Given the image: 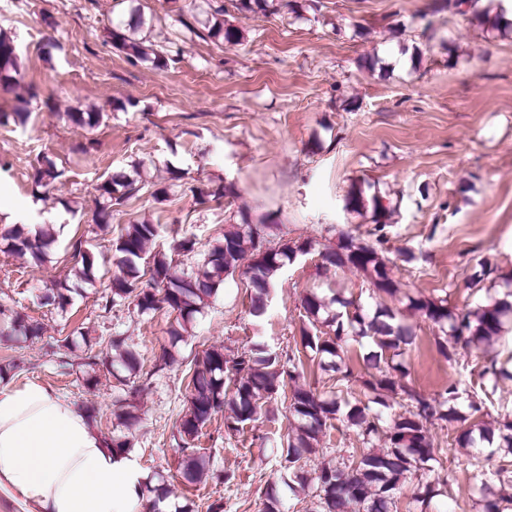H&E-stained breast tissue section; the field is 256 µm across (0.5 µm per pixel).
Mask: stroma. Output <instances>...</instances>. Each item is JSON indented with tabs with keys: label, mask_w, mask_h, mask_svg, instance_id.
<instances>
[{
	"label": "stroma",
	"mask_w": 512,
	"mask_h": 512,
	"mask_svg": "<svg viewBox=\"0 0 512 512\" xmlns=\"http://www.w3.org/2000/svg\"><path fill=\"white\" fill-rule=\"evenodd\" d=\"M437 0H294L270 14L245 12L231 0H0V28L14 37L24 59L20 85H0V211L25 210V223L54 235L48 259L34 264L0 246V308L43 328L33 341L0 340V363L20 362L18 385L37 379L93 415L104 439L129 435L137 467L170 502L207 512H258L262 490L277 479L276 444L287 418L270 426L264 445L254 432L224 434L216 416L199 445L209 458L204 481L191 485L172 448L187 410L184 375L195 354L255 341L279 350L299 336L310 292L374 306L364 275H328L320 253L342 229L362 234L368 216L346 210L351 182L379 193L393 211L385 228L386 255L396 280L416 297H447L475 309L512 286V34L477 25L472 12L436 10ZM242 33L230 44L203 37L216 9ZM152 44L166 60L129 61L112 45L113 23ZM436 35L426 38V24ZM54 48L45 49L46 40ZM38 96H27L28 88ZM28 99L26 124L13 121ZM103 110L95 128L72 122L73 112ZM52 158L64 175L47 193L36 190L37 156ZM122 171L140 192L114 207L109 226L97 228V187ZM230 186L232 196L199 203L192 189ZM266 221L274 237L309 240V254L275 279L262 317L249 312L243 275L226 277L205 301L184 341L171 344V315L121 305L104 313L100 296L110 274L85 284L70 277L71 237L84 236L97 258H109L122 226L157 225V246L196 237L198 254L231 224ZM413 250L414 263L403 251ZM489 275L471 277L481 264ZM64 281L71 303L58 309L47 285ZM404 323L416 333L402 364L403 384L435 396L458 365L496 359L512 371V316L493 342L461 350L450 364L433 343L431 324L417 312ZM83 329L91 341L125 337L145 367L173 345V366L145 384L132 428L115 426L119 384L107 370L93 383L61 374L52 339ZM454 470L434 512H482L485 485L504 460L478 440L456 449ZM235 480L224 481L225 472Z\"/></svg>",
	"instance_id": "1"
}]
</instances>
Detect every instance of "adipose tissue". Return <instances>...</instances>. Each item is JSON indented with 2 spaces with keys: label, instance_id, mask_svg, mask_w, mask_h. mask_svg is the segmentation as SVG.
<instances>
[{
  "label": "adipose tissue",
  "instance_id": "1",
  "mask_svg": "<svg viewBox=\"0 0 512 512\" xmlns=\"http://www.w3.org/2000/svg\"><path fill=\"white\" fill-rule=\"evenodd\" d=\"M143 475L40 380L0 387V487L32 512H144Z\"/></svg>",
  "mask_w": 512,
  "mask_h": 512
}]
</instances>
